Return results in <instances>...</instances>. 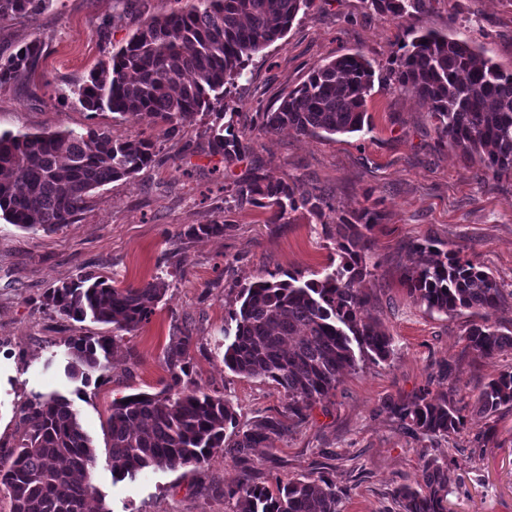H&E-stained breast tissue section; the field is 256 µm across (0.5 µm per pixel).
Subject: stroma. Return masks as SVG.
<instances>
[{
  "label": "stroma",
  "mask_w": 512,
  "mask_h": 512,
  "mask_svg": "<svg viewBox=\"0 0 512 512\" xmlns=\"http://www.w3.org/2000/svg\"><path fill=\"white\" fill-rule=\"evenodd\" d=\"M186 0H52L33 19L0 20V58L41 40L34 70L0 87V133H41L98 126L123 138L153 140L151 167L91 191L73 223L53 232L26 231L0 217V445L18 436L19 410L38 394L57 392L79 412L97 449L92 484L110 512H233L224 487L252 465L257 482L320 471L344 489L341 512H399L394 489L418 479L427 458H451L452 512H512V409L495 417L496 438L484 441L483 421L445 438L412 433L381 413L389 398L412 400L421 391L473 402L492 378L512 371V348L486 358L465 338L470 311L444 314L410 296L405 272L412 243L433 237L479 263L507 292L495 319L512 329V181L486 180L480 168L441 141L430 106L385 81L402 33L433 29L471 39L482 53L512 70V0H429L425 11L397 20L381 17L364 0H314L288 32L254 55L231 86L238 128L254 151L224 176L209 156L206 131L217 112L200 114L173 139L151 118L136 126L110 111L92 112L74 90L118 50L143 21L169 15ZM361 52L374 86L368 125L348 135L268 136L256 113L277 108L311 70ZM282 177L323 195L330 210H304L273 221L271 210L240 202L224 184L254 174ZM381 214L373 230L377 266L363 283L369 312L393 336L384 362L361 363L306 419L288 416V397L275 382L224 366V314L240 288L269 274L330 272L339 263L333 232L339 215L361 207ZM196 224H221L220 236L190 237ZM118 288L155 277L168 284L149 321L124 333L100 357L89 378H69L65 342L75 335L109 336L111 325L76 323L42 309L44 294L84 274ZM190 335L192 377L223 396L240 426L264 416L284 419L286 431L270 448L243 457L216 454L202 470L151 469L118 481L107 464V420L112 402L156 393L170 380L166 351Z\"/></svg>",
  "instance_id": "obj_1"
}]
</instances>
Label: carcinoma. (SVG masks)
<instances>
[{
    "label": "carcinoma",
    "instance_id": "carcinoma-1",
    "mask_svg": "<svg viewBox=\"0 0 512 512\" xmlns=\"http://www.w3.org/2000/svg\"><path fill=\"white\" fill-rule=\"evenodd\" d=\"M51 0H0V20L34 18ZM392 20L421 12L426 0H364ZM313 0H189L163 18L143 22L117 52L74 93L90 111L107 109L127 122L149 116L162 136L177 137L202 112L226 111L224 85L241 78L252 57L282 38ZM38 40L0 62V87L31 72L42 54ZM390 80L428 101L440 138L459 149L493 181L512 179V70L481 57L466 39L434 31L403 34ZM374 82L371 63L359 52L316 66L273 112H257L261 130L273 135L288 128L304 136L349 134L363 129L365 103ZM208 132L209 155L228 170L252 151L235 131L234 117ZM155 143L138 135L114 138L101 128L81 131L0 134V215L23 229L54 231L73 222L89 193L130 178L154 161ZM242 202L273 210L277 220L303 208L320 214L327 199L284 179L257 177L236 184ZM380 214L363 207L338 217L336 268L319 278L288 273L241 288L239 306L224 317V367L253 378H268L288 395V414L298 419L317 400L336 390L343 376L365 358L385 361L393 338L368 312L369 296L359 284L376 267L372 231ZM417 263L406 275L410 295L445 314L474 309L479 321L466 332L469 346L491 357L512 347L493 316L505 302L503 288L482 266L428 239L414 245ZM166 291L158 277L137 288H116L84 274L49 289L43 305L60 316L87 319L132 332L148 321ZM118 336L70 337L68 375L89 380L99 354H109ZM191 337L179 336L167 351L172 383L157 394L112 401L108 419V459L117 480L149 469L200 468L219 452L240 454L267 448L285 424L263 417L245 430L224 398L204 391L190 377L186 350ZM489 421L482 432L493 438L490 421L512 408V371L491 379L473 405L423 392L411 401L382 402L380 411L409 430L430 438L460 432L467 408ZM17 443L0 448V492L11 512H87L94 498L90 471L97 454L72 402L58 393L38 394L21 411ZM448 462L429 458L420 479L395 488L402 512H448ZM236 512H340L342 491L320 471L277 481L271 491L247 475L224 489Z\"/></svg>",
    "mask_w": 512,
    "mask_h": 512
}]
</instances>
